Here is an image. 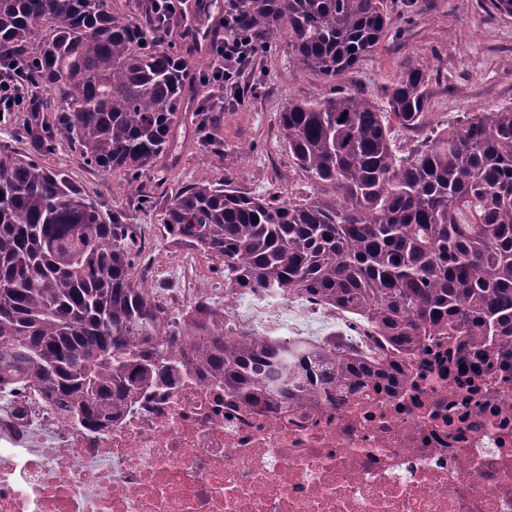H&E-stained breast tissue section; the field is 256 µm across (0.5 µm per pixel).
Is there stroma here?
Returning a JSON list of instances; mask_svg holds the SVG:
<instances>
[{
  "label": "stroma",
  "instance_id": "obj_1",
  "mask_svg": "<svg viewBox=\"0 0 512 512\" xmlns=\"http://www.w3.org/2000/svg\"><path fill=\"white\" fill-rule=\"evenodd\" d=\"M393 24L375 51L343 79L346 87L381 99L383 88L409 66L425 65L431 124L453 125L465 116L512 106V18L486 9L482 0H388ZM288 45L277 40L251 62L241 101L218 104L212 118L224 137L210 148L201 141L196 113H187L178 129L173 157L146 168L139 192L129 191L119 173L101 175L86 167L65 141L46 157L65 170L99 205L125 213L128 223L152 228L155 260L173 262L176 246L161 219L175 191L191 184L202 167L214 178H229L254 193L297 195L302 183L290 177L288 153L279 140L278 116L288 101L310 99L329 90L309 74L290 75Z\"/></svg>",
  "mask_w": 512,
  "mask_h": 512
}]
</instances>
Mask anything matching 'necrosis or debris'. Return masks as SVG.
I'll return each instance as SVG.
<instances>
[{"instance_id": "obj_1", "label": "necrosis or debris", "mask_w": 512, "mask_h": 512, "mask_svg": "<svg viewBox=\"0 0 512 512\" xmlns=\"http://www.w3.org/2000/svg\"><path fill=\"white\" fill-rule=\"evenodd\" d=\"M172 277L168 306L224 296L222 281L197 287L194 248ZM233 301L254 336L339 318L293 298ZM0 512H512V383L424 353L400 387L256 411L185 369L94 426L16 385L0 407Z\"/></svg>"}]
</instances>
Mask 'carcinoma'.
<instances>
[{"label":"carcinoma","instance_id":"cac0c4a2","mask_svg":"<svg viewBox=\"0 0 512 512\" xmlns=\"http://www.w3.org/2000/svg\"><path fill=\"white\" fill-rule=\"evenodd\" d=\"M114 2L0 0V69L36 78L16 94L47 95L32 114L35 149H0V384H36L82 420L112 423L138 391L172 381L182 357L251 406L396 387L431 347L478 372L512 360V107L430 128L423 66L384 88L383 107L342 85L390 29L387 0H243L238 24L264 47L284 39L292 74L329 83L279 115L309 192L255 195L205 170L162 224L220 262L224 292L334 306L392 363L354 356L342 333L274 342L235 331L226 307L188 318L164 305L137 276L138 225L41 159L55 129L87 167L135 189L171 154L188 60L158 34L150 0L138 21ZM396 125L418 133L413 146L397 143Z\"/></svg>","mask_w":512,"mask_h":512}]
</instances>
